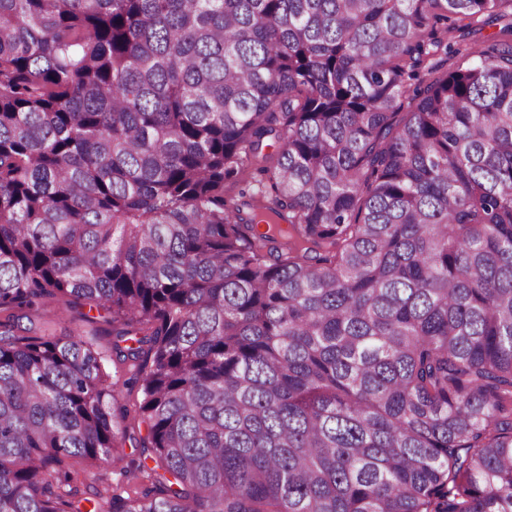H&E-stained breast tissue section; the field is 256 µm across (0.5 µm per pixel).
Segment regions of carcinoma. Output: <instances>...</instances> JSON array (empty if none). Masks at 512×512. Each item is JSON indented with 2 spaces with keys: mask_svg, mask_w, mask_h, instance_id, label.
Listing matches in <instances>:
<instances>
[{
  "mask_svg": "<svg viewBox=\"0 0 512 512\" xmlns=\"http://www.w3.org/2000/svg\"><path fill=\"white\" fill-rule=\"evenodd\" d=\"M0 512H512V0H0ZM48 309L51 310L50 317L32 312L28 314L29 320L24 318L21 321L24 327L31 328V331L25 333V335L51 334L56 338H63L81 334L91 340L95 348L107 356L106 370L111 375L112 380L118 382V386L122 390L120 404L128 410L123 425H127L130 432L135 431L136 437L145 436L146 425L141 422L138 413L141 392L137 386L131 393L122 387L123 381L130 377V373H128V366L117 363L112 355V343L115 338L112 335V323L105 321L107 314L103 311L99 314L93 310L89 312V315L95 316L97 319H93V322H85L82 321L81 314L88 313V306L70 304L62 300L52 301ZM74 484L81 490H86L89 485L96 486L102 492L108 489V494L120 493L127 486V479L120 467L99 471L85 462H79L74 467Z\"/></svg>",
  "mask_w": 512,
  "mask_h": 512,
  "instance_id": "obj_1",
  "label": "carcinoma"
}]
</instances>
